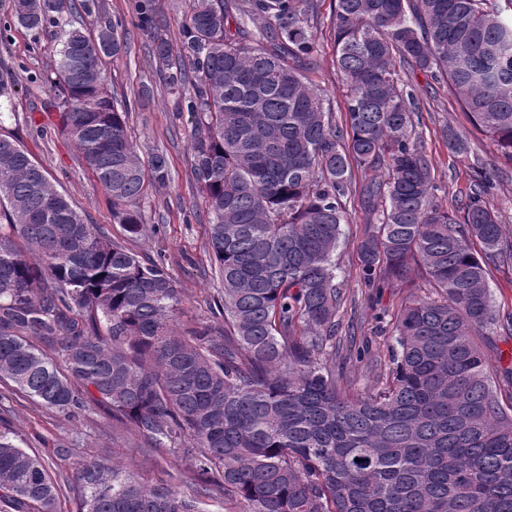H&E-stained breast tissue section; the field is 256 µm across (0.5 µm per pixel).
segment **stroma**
<instances>
[{
    "mask_svg": "<svg viewBox=\"0 0 512 512\" xmlns=\"http://www.w3.org/2000/svg\"><path fill=\"white\" fill-rule=\"evenodd\" d=\"M10 4L11 0H0V79L8 84L7 95L0 97V136L24 146L87 223L102 225L113 240L126 242L141 258L164 264L181 290L182 302L174 321L177 333L222 330L224 320L214 306L221 285L210 262L203 196L190 162L189 136L194 117L181 107L156 71L145 37L131 31L127 54L108 61L107 87L111 95L128 105L129 130L141 156L164 153L171 180L164 186L147 187L141 211L151 231L129 241L112 213L111 198L60 130L57 101L43 82L55 66L51 33L37 38L21 27L8 25ZM333 6V0H319L317 52L308 78L323 92L334 120L341 126L346 122L347 109L330 32ZM404 77L417 95L414 120L435 170L437 203L458 213L472 184L473 167H493L499 178L490 201L501 224L511 229L512 164L505 162L489 137L475 130H469L467 157L450 154L442 131L448 126L469 129L463 109L448 86L435 84L423 72L409 68ZM345 209L348 222L342 227L335 260L339 278L353 290L361 269V240L375 216L355 191L346 199ZM425 286L422 274H413L409 282L384 289L378 302L357 300L355 306L342 311L340 320L343 326L353 328L357 344L386 353L391 330L377 322V314L395 311L404 298L421 293ZM486 335L489 369L502 399L512 398V334L494 325ZM0 418L24 449L48 463L51 475L60 484L61 512H76L78 488L74 475L79 463L89 459L118 461L147 482L167 480L185 494L197 480L190 456L148 448L133 430L113 426L111 416L98 408L71 420L32 398L14 394L8 383L0 381Z\"/></svg>",
    "mask_w": 512,
    "mask_h": 512,
    "instance_id": "stroma-1",
    "label": "stroma"
}]
</instances>
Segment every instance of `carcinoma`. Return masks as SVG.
Returning a JSON list of instances; mask_svg holds the SVG:
<instances>
[{
  "label": "carcinoma",
  "mask_w": 512,
  "mask_h": 512,
  "mask_svg": "<svg viewBox=\"0 0 512 512\" xmlns=\"http://www.w3.org/2000/svg\"><path fill=\"white\" fill-rule=\"evenodd\" d=\"M506 7H501L500 3ZM512 0H334L330 28L348 122H332L307 78L316 0H191L175 59L154 0L134 22L156 70L195 116L190 160L204 195L224 330L177 334L180 288L84 221L43 167L0 138V380L69 418L102 407L148 447L194 458L190 495L150 486L116 462L75 474L79 512H512V407L503 406L483 330L500 322L490 262L512 239L480 168L457 218L435 201L406 63L448 84L473 125L512 160ZM102 0H12L38 35L53 29L62 131L112 199L125 235L147 232L140 156L106 88L127 50L120 20L88 31ZM448 149L468 141L444 130ZM377 224L361 244V284L401 285L419 263L429 291L391 315L384 359L336 335L348 295L334 255L347 223L351 164ZM33 337L29 341L20 333ZM373 372L352 394L345 368ZM0 503L58 512L44 459L0 431Z\"/></svg>",
  "instance_id": "carcinoma-1"
}]
</instances>
